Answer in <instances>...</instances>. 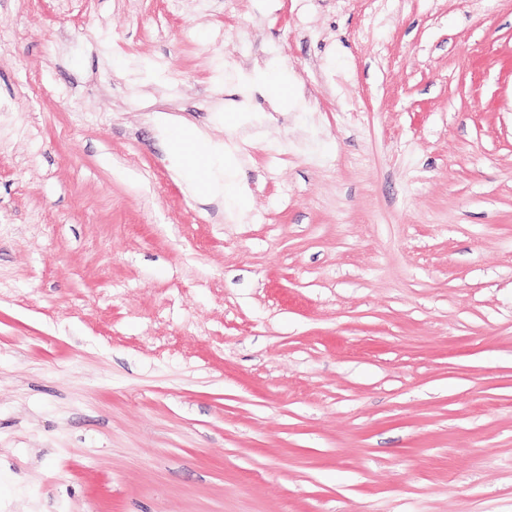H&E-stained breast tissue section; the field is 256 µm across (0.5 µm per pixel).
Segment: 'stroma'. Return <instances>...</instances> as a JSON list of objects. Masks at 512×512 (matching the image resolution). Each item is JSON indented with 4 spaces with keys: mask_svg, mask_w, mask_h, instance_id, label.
Segmentation results:
<instances>
[{
    "mask_svg": "<svg viewBox=\"0 0 512 512\" xmlns=\"http://www.w3.org/2000/svg\"><path fill=\"white\" fill-rule=\"evenodd\" d=\"M0 512H512V0H0ZM197 139L198 136L195 131L188 127L175 126L169 127L166 130V140L172 162L179 167H182L183 164L187 165L188 168H185L186 179L190 184L196 186L199 191H205L208 189V183L202 179V175L206 173V179H208L213 159L222 151L220 147H214L205 157L203 164L197 161L195 163H187L188 151Z\"/></svg>",
    "mask_w": 512,
    "mask_h": 512,
    "instance_id": "35a3bbf8",
    "label": "stroma"
}]
</instances>
